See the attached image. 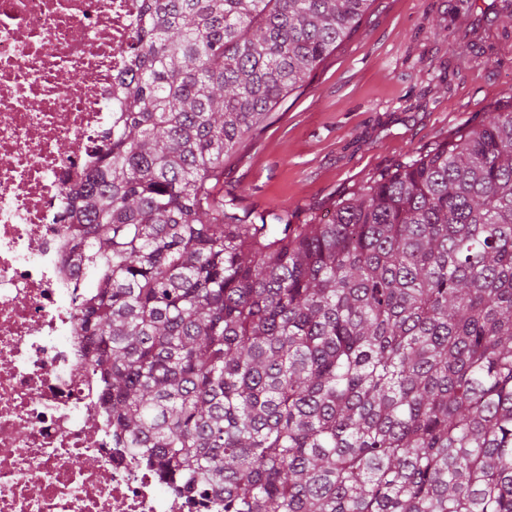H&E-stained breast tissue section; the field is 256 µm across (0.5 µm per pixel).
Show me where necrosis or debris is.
Segmentation results:
<instances>
[{
	"instance_id": "1",
	"label": "necrosis or debris",
	"mask_w": 512,
	"mask_h": 512,
	"mask_svg": "<svg viewBox=\"0 0 512 512\" xmlns=\"http://www.w3.org/2000/svg\"><path fill=\"white\" fill-rule=\"evenodd\" d=\"M144 0H0V512H213L115 447L67 197L124 111Z\"/></svg>"
}]
</instances>
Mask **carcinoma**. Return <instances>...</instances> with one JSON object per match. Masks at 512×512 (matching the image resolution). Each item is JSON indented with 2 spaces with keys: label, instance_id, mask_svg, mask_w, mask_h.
Listing matches in <instances>:
<instances>
[{
  "label": "carcinoma",
  "instance_id": "1",
  "mask_svg": "<svg viewBox=\"0 0 512 512\" xmlns=\"http://www.w3.org/2000/svg\"><path fill=\"white\" fill-rule=\"evenodd\" d=\"M369 5L146 0L70 196L112 428L220 512H512V100L322 224L224 197ZM463 38L485 66L512 32Z\"/></svg>",
  "mask_w": 512,
  "mask_h": 512
}]
</instances>
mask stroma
<instances>
[{
	"label": "stroma",
	"instance_id": "35a3bbf8",
	"mask_svg": "<svg viewBox=\"0 0 512 512\" xmlns=\"http://www.w3.org/2000/svg\"><path fill=\"white\" fill-rule=\"evenodd\" d=\"M452 0H372L357 30L273 111L224 167L245 210L320 220L412 151L456 138L512 96V42L471 66Z\"/></svg>",
	"mask_w": 512,
	"mask_h": 512
}]
</instances>
